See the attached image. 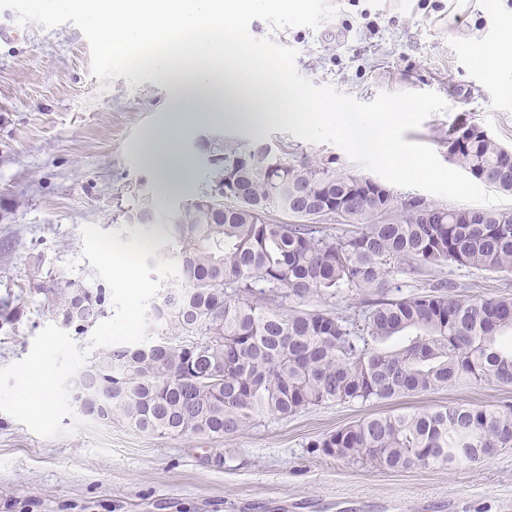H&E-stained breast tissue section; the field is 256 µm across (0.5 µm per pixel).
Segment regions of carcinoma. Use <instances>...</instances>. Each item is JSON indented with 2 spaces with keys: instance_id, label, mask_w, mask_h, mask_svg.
<instances>
[{
  "instance_id": "obj_1",
  "label": "carcinoma",
  "mask_w": 512,
  "mask_h": 512,
  "mask_svg": "<svg viewBox=\"0 0 512 512\" xmlns=\"http://www.w3.org/2000/svg\"><path fill=\"white\" fill-rule=\"evenodd\" d=\"M201 151L215 156L208 193L176 214H159L148 197L124 212L129 224L147 210L150 223L172 226L178 284L149 314L160 340L111 348L84 369L109 387L98 416L160 436L222 437L329 403L384 402L450 384L512 387L511 294L463 298L440 281L388 296V277L404 262L412 273L512 272V213L399 201L385 184L237 139L215 138ZM448 156L512 192V150L482 127L448 130ZM276 210L294 221L274 220ZM336 215L356 230L329 233L322 221ZM345 291L376 295L359 324L284 305ZM36 292L78 334L94 323L74 308L107 313L103 287L52 277ZM311 447L391 470L453 468L512 448V405L376 413Z\"/></svg>"
}]
</instances>
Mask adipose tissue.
<instances>
[{
	"mask_svg": "<svg viewBox=\"0 0 512 512\" xmlns=\"http://www.w3.org/2000/svg\"><path fill=\"white\" fill-rule=\"evenodd\" d=\"M257 0H95L101 14L100 40L104 47L123 52L142 70H166L178 76L168 110L178 124L210 120L216 100L224 102L227 121L260 130L269 121L285 120L306 127L324 124L336 129L350 153L368 143L379 146L383 163H391L388 133L398 113L392 105L371 127H364L351 112L311 97L288 85L273 65L232 31L226 22L250 11ZM144 45L134 51L131 32ZM143 157L162 179L186 173L188 164L174 135H148Z\"/></svg>",
	"mask_w": 512,
	"mask_h": 512,
	"instance_id": "adipose-tissue-1",
	"label": "adipose tissue"
}]
</instances>
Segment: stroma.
<instances>
[{
  "label": "stroma",
  "instance_id": "obj_1",
  "mask_svg": "<svg viewBox=\"0 0 512 512\" xmlns=\"http://www.w3.org/2000/svg\"><path fill=\"white\" fill-rule=\"evenodd\" d=\"M337 15L318 28L251 34L298 50V71L362 101L382 92L438 93L448 105L409 142L448 159V129L483 127L512 149V68L489 75L478 52L496 49L512 26V0L463 10L449 0H331ZM0 12V367L23 359L53 317L37 283L48 277L88 287L100 280L82 260V229L140 236L172 258L165 228L125 223L123 211L150 195L166 213L205 191L208 166L188 143L206 133L283 147L336 171L364 168L330 143L295 138L278 123L260 132L223 120L185 126L181 152L191 169L163 184L139 149L168 123L175 76L113 58L97 36L99 17L81 0H12ZM438 279L459 295L512 293L511 273L436 268L391 273L402 294ZM448 403L512 404V387L477 383L389 402L332 403L287 418H264L232 436L160 437L120 422L62 423L68 434L42 438L0 412V512H512V448L455 470L393 471L339 460L310 446L373 413H402Z\"/></svg>",
  "mask_w": 512,
  "mask_h": 512
}]
</instances>
